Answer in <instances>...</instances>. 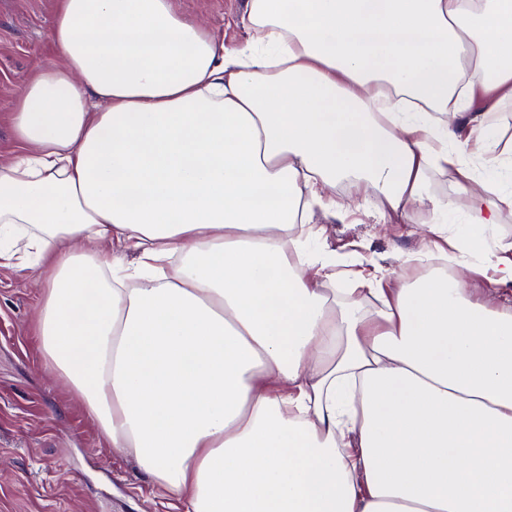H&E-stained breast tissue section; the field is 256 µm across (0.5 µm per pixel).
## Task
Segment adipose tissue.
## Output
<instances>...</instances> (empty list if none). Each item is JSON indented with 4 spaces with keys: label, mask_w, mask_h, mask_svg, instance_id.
<instances>
[{
    "label": "adipose tissue",
    "mask_w": 512,
    "mask_h": 512,
    "mask_svg": "<svg viewBox=\"0 0 512 512\" xmlns=\"http://www.w3.org/2000/svg\"><path fill=\"white\" fill-rule=\"evenodd\" d=\"M227 46L174 0H61L58 57L12 101L0 264H37L46 369L180 512H512V151L462 85L512 100V0H248ZM483 172L429 198L461 122ZM353 175L430 203L373 309L337 303L307 202ZM270 192L260 201L262 192Z\"/></svg>",
    "instance_id": "ef3b65f1"
}]
</instances>
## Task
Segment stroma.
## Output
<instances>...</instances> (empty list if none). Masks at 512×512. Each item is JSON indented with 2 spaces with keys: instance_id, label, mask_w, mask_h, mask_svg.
Returning <instances> with one entry per match:
<instances>
[{
  "instance_id": "1",
  "label": "stroma",
  "mask_w": 512,
  "mask_h": 512,
  "mask_svg": "<svg viewBox=\"0 0 512 512\" xmlns=\"http://www.w3.org/2000/svg\"><path fill=\"white\" fill-rule=\"evenodd\" d=\"M58 2L0 0V161L17 149L11 102L33 68L55 57L48 32ZM246 2L178 0V7L233 45L250 37L241 23ZM472 109L496 130L500 147L512 148V100H497L477 82ZM336 196L352 200L348 212L334 215L316 205L307 222L326 227L340 267L377 266L410 281L424 275L401 255L424 246L425 209L382 219L378 190L352 179L337 182ZM41 293L35 272L0 266V512H176L132 457L100 439L81 401L46 375L33 322Z\"/></svg>"
}]
</instances>
